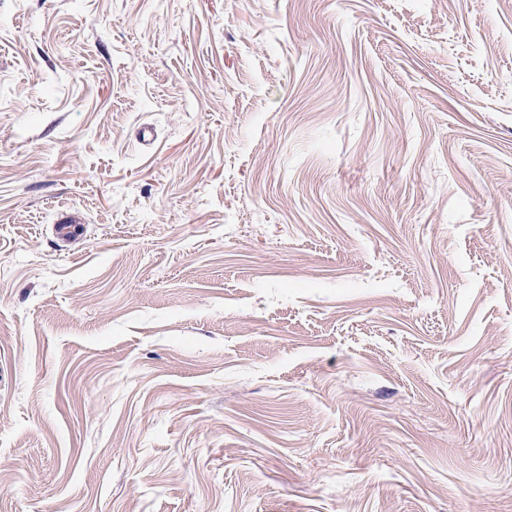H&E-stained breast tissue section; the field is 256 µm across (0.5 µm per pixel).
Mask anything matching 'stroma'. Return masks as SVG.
Returning <instances> with one entry per match:
<instances>
[{
  "label": "stroma",
  "mask_w": 512,
  "mask_h": 512,
  "mask_svg": "<svg viewBox=\"0 0 512 512\" xmlns=\"http://www.w3.org/2000/svg\"><path fill=\"white\" fill-rule=\"evenodd\" d=\"M0 512H512V0H0Z\"/></svg>",
  "instance_id": "35a3bbf8"
}]
</instances>
